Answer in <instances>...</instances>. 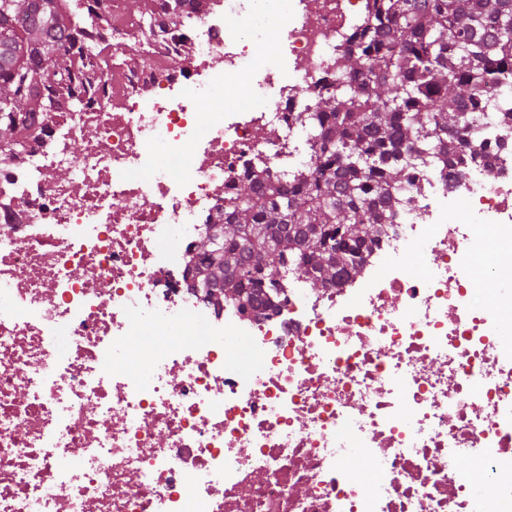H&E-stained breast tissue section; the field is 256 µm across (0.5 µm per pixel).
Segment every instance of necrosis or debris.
Returning a JSON list of instances; mask_svg holds the SVG:
<instances>
[{
    "label": "necrosis or debris",
    "mask_w": 512,
    "mask_h": 512,
    "mask_svg": "<svg viewBox=\"0 0 512 512\" xmlns=\"http://www.w3.org/2000/svg\"><path fill=\"white\" fill-rule=\"evenodd\" d=\"M167 2L136 62L133 18L93 33L119 77L0 163V512H512V128L456 185L412 169L358 275L215 306L197 241L248 170L301 168L369 0H199L177 26Z\"/></svg>",
    "instance_id": "1"
}]
</instances>
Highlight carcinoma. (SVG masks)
Listing matches in <instances>:
<instances>
[{"label":"carcinoma","instance_id":"obj_1","mask_svg":"<svg viewBox=\"0 0 512 512\" xmlns=\"http://www.w3.org/2000/svg\"><path fill=\"white\" fill-rule=\"evenodd\" d=\"M112 25V5L67 13L59 0H0V160L21 151L34 119L57 109L106 46L87 30ZM512 92V0H374L361 42L304 115L317 171L288 186L250 171L216 232L195 246L194 277L215 299L270 303L273 270L289 265L313 288L358 272L401 206L412 165L448 160L456 181L468 159L488 153L485 125H512V110L488 111L485 89Z\"/></svg>","mask_w":512,"mask_h":512}]
</instances>
